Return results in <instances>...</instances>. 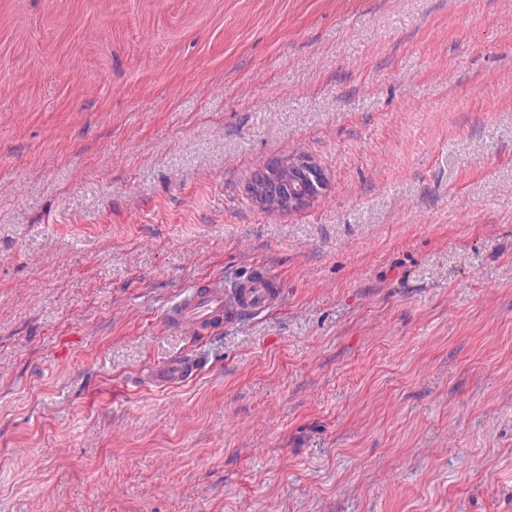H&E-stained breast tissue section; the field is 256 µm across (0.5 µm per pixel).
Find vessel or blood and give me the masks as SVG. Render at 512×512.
<instances>
[{"label":"vessel or blood","instance_id":"b4317fda","mask_svg":"<svg viewBox=\"0 0 512 512\" xmlns=\"http://www.w3.org/2000/svg\"><path fill=\"white\" fill-rule=\"evenodd\" d=\"M283 295L281 280L268 266L257 264L230 279L217 274L194 281L168 307L165 319L175 329L205 337L227 319L277 305ZM196 371L192 361L176 358L162 365L157 376L166 384L179 385Z\"/></svg>","mask_w":512,"mask_h":512}]
</instances>
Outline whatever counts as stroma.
I'll use <instances>...</instances> for the list:
<instances>
[{"label": "stroma", "instance_id": "1", "mask_svg": "<svg viewBox=\"0 0 512 512\" xmlns=\"http://www.w3.org/2000/svg\"><path fill=\"white\" fill-rule=\"evenodd\" d=\"M0 512H512V0H0ZM300 170L304 177L299 181L303 186L287 194L279 193V178L288 173L294 177ZM327 184L324 172L305 158H292L286 161L275 160L258 170L251 183V193L255 201L264 208L274 211H296L309 207L322 193ZM185 288L164 317L173 328L202 337L211 336L224 320L277 305L284 295L281 280L265 264L230 279L222 274L198 279ZM196 372L197 367L192 361L176 358L162 365L157 371V377L168 385H179L192 378Z\"/></svg>", "mask_w": 512, "mask_h": 512}]
</instances>
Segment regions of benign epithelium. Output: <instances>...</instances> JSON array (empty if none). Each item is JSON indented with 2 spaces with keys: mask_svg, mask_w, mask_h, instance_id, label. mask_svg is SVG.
<instances>
[{
  "mask_svg": "<svg viewBox=\"0 0 512 512\" xmlns=\"http://www.w3.org/2000/svg\"><path fill=\"white\" fill-rule=\"evenodd\" d=\"M326 184L324 172L305 158L275 160L255 173L251 193L267 209L296 211L309 207Z\"/></svg>",
  "mask_w": 512,
  "mask_h": 512,
  "instance_id": "benign-epithelium-1",
  "label": "benign epithelium"
}]
</instances>
